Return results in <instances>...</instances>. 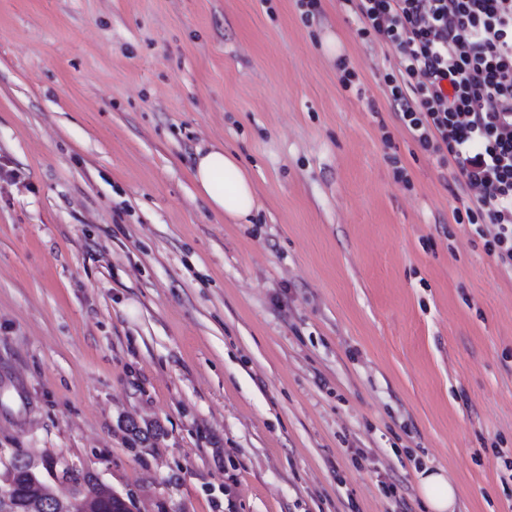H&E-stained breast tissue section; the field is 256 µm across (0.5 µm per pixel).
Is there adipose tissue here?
I'll return each mask as SVG.
<instances>
[{
  "instance_id": "1",
  "label": "adipose tissue",
  "mask_w": 512,
  "mask_h": 512,
  "mask_svg": "<svg viewBox=\"0 0 512 512\" xmlns=\"http://www.w3.org/2000/svg\"><path fill=\"white\" fill-rule=\"evenodd\" d=\"M191 175L212 212L236 222L251 217L256 208L254 184L235 154L213 145L197 149ZM418 488L429 512H455L456 488L444 470L423 468Z\"/></svg>"
}]
</instances>
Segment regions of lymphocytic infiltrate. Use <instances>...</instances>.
<instances>
[{"label": "lymphocytic infiltrate", "mask_w": 512, "mask_h": 512, "mask_svg": "<svg viewBox=\"0 0 512 512\" xmlns=\"http://www.w3.org/2000/svg\"><path fill=\"white\" fill-rule=\"evenodd\" d=\"M347 2L357 38L396 57L382 82L401 126L476 192L456 223L483 225L512 271V0Z\"/></svg>", "instance_id": "f902f5d3"}]
</instances>
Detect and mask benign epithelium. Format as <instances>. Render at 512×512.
<instances>
[{"label": "benign epithelium", "instance_id": "1", "mask_svg": "<svg viewBox=\"0 0 512 512\" xmlns=\"http://www.w3.org/2000/svg\"><path fill=\"white\" fill-rule=\"evenodd\" d=\"M18 463L10 464L9 477L5 485L0 486V512H16L13 499ZM24 472L27 474L31 492L23 506V512H73L78 508L79 512H100L99 503L103 500H110L117 496L111 487L100 484V491L97 497H90L82 500L77 490H72L70 496L63 498L56 495L50 485V481H63L67 478L65 474L53 473L47 477L38 473L31 463H26Z\"/></svg>", "mask_w": 512, "mask_h": 512}]
</instances>
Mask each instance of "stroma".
<instances>
[{
    "label": "stroma",
    "instance_id": "stroma-1",
    "mask_svg": "<svg viewBox=\"0 0 512 512\" xmlns=\"http://www.w3.org/2000/svg\"><path fill=\"white\" fill-rule=\"evenodd\" d=\"M302 13L0 0V480L50 459L145 512H427L420 462L459 512H512V273L390 111L392 51L340 0ZM214 143L249 223L191 178ZM191 175L212 212L236 222H248L256 208L255 188L235 154L219 145L198 148Z\"/></svg>",
    "mask_w": 512,
    "mask_h": 512
}]
</instances>
